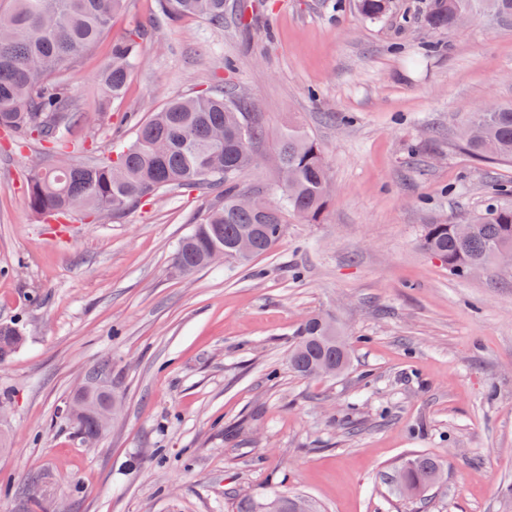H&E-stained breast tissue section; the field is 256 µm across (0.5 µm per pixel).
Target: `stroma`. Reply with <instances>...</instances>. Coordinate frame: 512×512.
I'll list each match as a JSON object with an SVG mask.
<instances>
[{"instance_id":"stroma-1","label":"stroma","mask_w":512,"mask_h":512,"mask_svg":"<svg viewBox=\"0 0 512 512\" xmlns=\"http://www.w3.org/2000/svg\"><path fill=\"white\" fill-rule=\"evenodd\" d=\"M228 2L216 30L156 22L157 0H128L72 74V161L224 83L252 101L261 153L291 125L314 140L330 201L317 223L288 217L249 265L182 275L173 253L203 191L48 224L26 176L51 156L0 130V322L26 330L0 363V512H243L273 491L309 512H512V275L459 279L420 245L424 225L512 185V163L460 140L468 113L512 101V22L483 13L439 33L430 0H396L380 23L355 0ZM134 28L142 61L106 101L95 87L110 41ZM322 314L350 367L304 378L288 349ZM101 362L119 412L88 446L62 408ZM414 455L442 461L445 480L408 498L396 472Z\"/></svg>"}]
</instances>
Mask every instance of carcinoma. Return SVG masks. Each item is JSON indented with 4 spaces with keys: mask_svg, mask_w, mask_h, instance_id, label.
<instances>
[{
    "mask_svg": "<svg viewBox=\"0 0 512 512\" xmlns=\"http://www.w3.org/2000/svg\"><path fill=\"white\" fill-rule=\"evenodd\" d=\"M126 0H11L0 9V128L30 139L39 132L47 151L65 166H34L28 171L27 201L36 214L61 217L77 204L88 213L110 212L118 217L169 188L209 189L211 206L191 232L180 240L174 268L191 274L209 265L211 253L224 250L228 261L247 263L233 253L242 237L252 240V257L267 253L282 238L284 214L309 223L320 217L329 201L328 173L317 144L296 126L288 127L276 153L277 165L292 174L280 190V201H261L258 209L239 204L247 191L240 185L245 171L242 157L257 150L262 128L255 112L234 86L214 85L197 94L170 101L142 123L135 140L112 146V155L98 162H71L68 145L60 136L74 114L66 71L108 32L112 17ZM168 20L194 15L214 29L224 28L227 0H158ZM393 0H357L359 14L380 22ZM477 9L512 21V0H432L429 25L451 32L459 16ZM141 32L133 29L112 41L111 61L100 85L112 102L122 98L131 71L140 63ZM465 149L483 160L512 162V104L471 113L462 130ZM512 190H497L478 214L466 220L469 235L457 234L455 223L427 224L422 247L443 259L448 272L466 278L479 270L496 273V254L512 247ZM23 328L0 322V354L13 356L8 345ZM291 369L305 378L320 376L317 368L329 365L334 373L350 364L347 344L332 318L306 319L295 332L289 353ZM440 462L414 456L400 468L402 483L430 488ZM264 512H306L297 498L271 495Z\"/></svg>",
    "mask_w": 512,
    "mask_h": 512,
    "instance_id": "1",
    "label": "carcinoma"
}]
</instances>
